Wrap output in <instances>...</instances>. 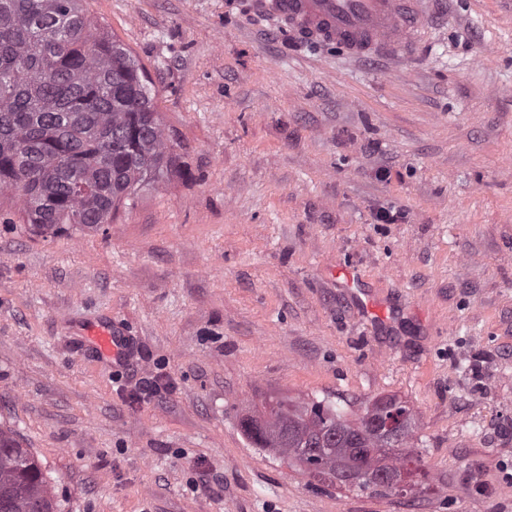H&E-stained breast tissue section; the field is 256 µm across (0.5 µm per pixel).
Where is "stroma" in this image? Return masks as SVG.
Segmentation results:
<instances>
[{
	"mask_svg": "<svg viewBox=\"0 0 512 512\" xmlns=\"http://www.w3.org/2000/svg\"><path fill=\"white\" fill-rule=\"evenodd\" d=\"M88 8L149 73L178 161L69 237L0 193V425L61 512H512V0H429L397 70L246 0ZM345 264L392 320L359 310ZM103 322L133 342L120 380L86 334ZM159 367L172 389L141 399ZM392 395L428 483L402 498L318 481L241 426Z\"/></svg>",
	"mask_w": 512,
	"mask_h": 512,
	"instance_id": "stroma-1",
	"label": "stroma"
}]
</instances>
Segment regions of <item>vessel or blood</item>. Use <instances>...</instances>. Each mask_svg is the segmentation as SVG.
<instances>
[{"label": "vessel or blood", "instance_id": "vessel-or-blood-1", "mask_svg": "<svg viewBox=\"0 0 512 512\" xmlns=\"http://www.w3.org/2000/svg\"><path fill=\"white\" fill-rule=\"evenodd\" d=\"M249 7L304 39L338 46L354 58L381 50L397 66L428 21L426 0H250ZM89 333L99 350L117 351L121 335L112 327L94 326Z\"/></svg>", "mask_w": 512, "mask_h": 512}]
</instances>
